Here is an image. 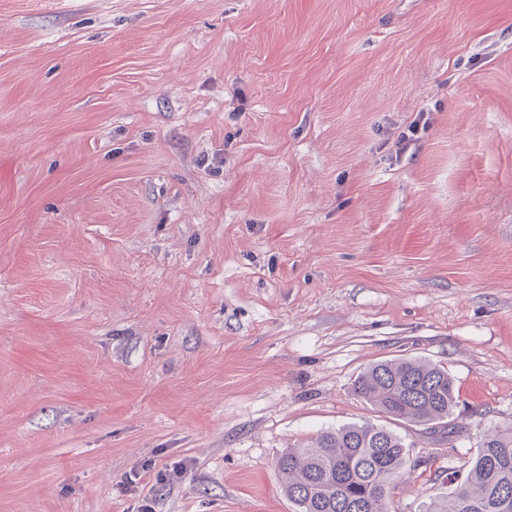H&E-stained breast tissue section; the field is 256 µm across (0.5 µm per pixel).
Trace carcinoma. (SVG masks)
Here are the masks:
<instances>
[{
    "label": "carcinoma",
    "instance_id": "obj_1",
    "mask_svg": "<svg viewBox=\"0 0 512 512\" xmlns=\"http://www.w3.org/2000/svg\"><path fill=\"white\" fill-rule=\"evenodd\" d=\"M354 393L394 420L447 428L456 406L448 369L420 359L384 360L354 381ZM409 451L397 433L373 424L323 431L278 459L296 512H392L391 490L407 473ZM464 480L425 512H512V428L487 429L467 461Z\"/></svg>",
    "mask_w": 512,
    "mask_h": 512
}]
</instances>
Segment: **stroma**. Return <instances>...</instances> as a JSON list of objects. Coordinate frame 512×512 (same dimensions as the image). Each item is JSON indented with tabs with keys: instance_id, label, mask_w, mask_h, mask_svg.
<instances>
[{
	"instance_id": "stroma-1",
	"label": "stroma",
	"mask_w": 512,
	"mask_h": 512,
	"mask_svg": "<svg viewBox=\"0 0 512 512\" xmlns=\"http://www.w3.org/2000/svg\"><path fill=\"white\" fill-rule=\"evenodd\" d=\"M395 357L452 435L355 395ZM363 422L394 512L512 426V0H0V512H295ZM397 433L373 424L323 431L278 459L297 512H392L391 490L407 473Z\"/></svg>"
}]
</instances>
